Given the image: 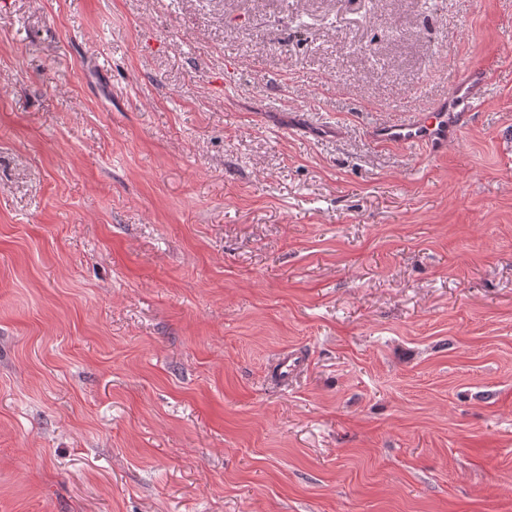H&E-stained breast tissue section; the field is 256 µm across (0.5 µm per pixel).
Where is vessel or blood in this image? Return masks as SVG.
I'll return each mask as SVG.
<instances>
[{
    "label": "vessel or blood",
    "mask_w": 512,
    "mask_h": 512,
    "mask_svg": "<svg viewBox=\"0 0 512 512\" xmlns=\"http://www.w3.org/2000/svg\"><path fill=\"white\" fill-rule=\"evenodd\" d=\"M485 86V70L466 67L448 98L435 108L415 114L409 121H387L375 125L370 136L380 143L420 147L432 155L443 152L454 144L458 131L468 119V104L481 98Z\"/></svg>",
    "instance_id": "obj_1"
}]
</instances>
